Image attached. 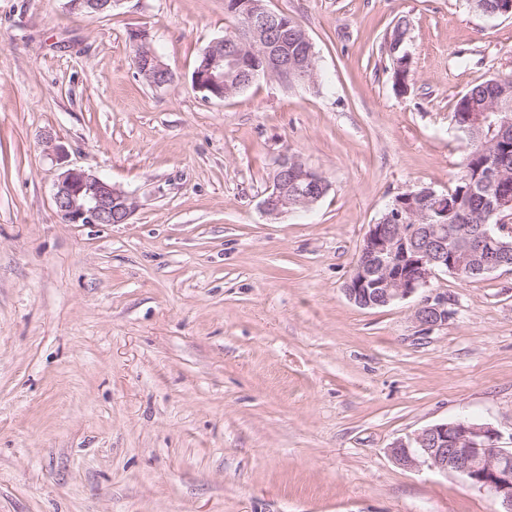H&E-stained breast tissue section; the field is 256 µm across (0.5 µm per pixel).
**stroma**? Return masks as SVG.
<instances>
[{
    "mask_svg": "<svg viewBox=\"0 0 512 512\" xmlns=\"http://www.w3.org/2000/svg\"><path fill=\"white\" fill-rule=\"evenodd\" d=\"M319 78L192 86L232 27L224 0H0V512H498L453 474L399 467L398 438L479 418L512 446V270L364 309L344 292L398 194L447 191L460 95L512 74V16L466 0H267ZM406 19V92L385 37ZM174 72H136L130 30ZM135 195L125 224H65L57 165ZM330 183L308 210L261 203L283 155ZM121 0H65V8L72 14L102 15L111 12ZM448 296L445 293L431 292L417 304L414 319L420 331L431 332L448 323Z\"/></svg>",
    "mask_w": 512,
    "mask_h": 512,
    "instance_id": "35a3bbf8",
    "label": "stroma"
}]
</instances>
